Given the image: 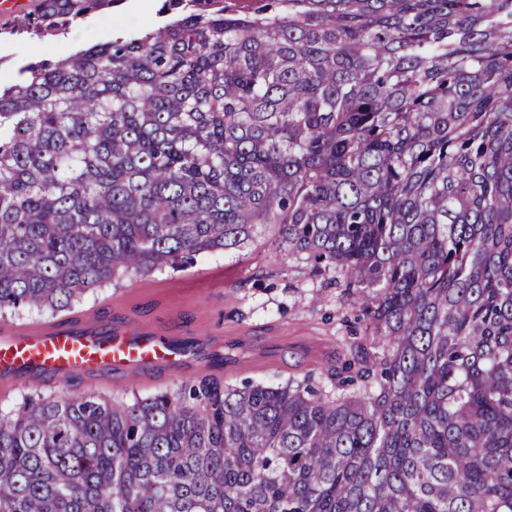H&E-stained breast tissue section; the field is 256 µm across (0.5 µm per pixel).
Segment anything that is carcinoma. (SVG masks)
Here are the masks:
<instances>
[{"mask_svg": "<svg viewBox=\"0 0 512 512\" xmlns=\"http://www.w3.org/2000/svg\"><path fill=\"white\" fill-rule=\"evenodd\" d=\"M122 0H39L57 35ZM0 83V311L270 226L366 299L313 385L0 415V512H512V0H164Z\"/></svg>", "mask_w": 512, "mask_h": 512, "instance_id": "obj_1", "label": "carcinoma"}]
</instances>
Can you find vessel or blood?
I'll return each mask as SVG.
<instances>
[{
  "label": "vessel or blood",
  "instance_id": "1",
  "mask_svg": "<svg viewBox=\"0 0 512 512\" xmlns=\"http://www.w3.org/2000/svg\"><path fill=\"white\" fill-rule=\"evenodd\" d=\"M209 334L184 328L180 315L151 328L128 317H78L39 328L0 323V391L22 381L66 378L134 384L201 371L217 373Z\"/></svg>",
  "mask_w": 512,
  "mask_h": 512
}]
</instances>
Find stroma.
I'll return each instance as SVG.
<instances>
[{"label":"stroma","mask_w":512,"mask_h":512,"mask_svg":"<svg viewBox=\"0 0 512 512\" xmlns=\"http://www.w3.org/2000/svg\"><path fill=\"white\" fill-rule=\"evenodd\" d=\"M138 9L109 10L75 23L82 41L61 36L36 38L12 34L15 12H0V80H8L35 56L57 59L87 46L111 41L113 33L145 32L160 24L159 0H139ZM40 54H33V45ZM355 298L344 279L315 274L311 262L276 249L272 233L228 251L203 254L186 269L166 268L146 275H126L86 291L72 305L74 315L111 317L122 314L155 326L177 311L186 326L220 323L225 335L214 342V353L236 362L220 380L231 385L277 384L306 374L321 375L335 363L338 338L346 331L343 317L353 312ZM182 379L149 380L137 386H114L73 378L39 388L21 384L0 395V414L16 408L32 392L53 397L91 391L110 400L149 397L181 388Z\"/></svg>","instance_id":"stroma-1"}]
</instances>
